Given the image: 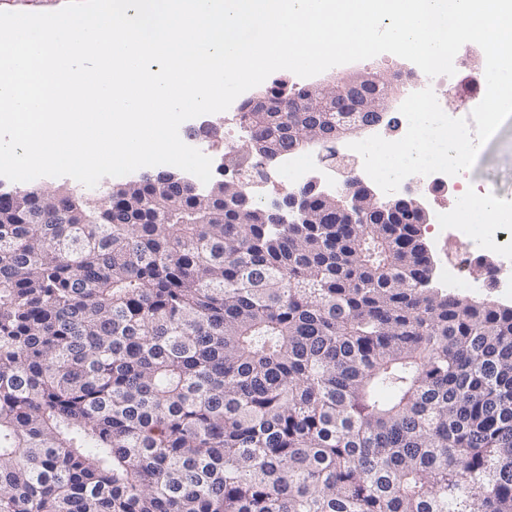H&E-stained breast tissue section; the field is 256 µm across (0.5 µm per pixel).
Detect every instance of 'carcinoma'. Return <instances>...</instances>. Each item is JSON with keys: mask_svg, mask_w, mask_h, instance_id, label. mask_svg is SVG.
Here are the masks:
<instances>
[{"mask_svg": "<svg viewBox=\"0 0 512 512\" xmlns=\"http://www.w3.org/2000/svg\"><path fill=\"white\" fill-rule=\"evenodd\" d=\"M219 185L0 200V512H512V306L430 287L418 224Z\"/></svg>", "mask_w": 512, "mask_h": 512, "instance_id": "1", "label": "carcinoma"}]
</instances>
